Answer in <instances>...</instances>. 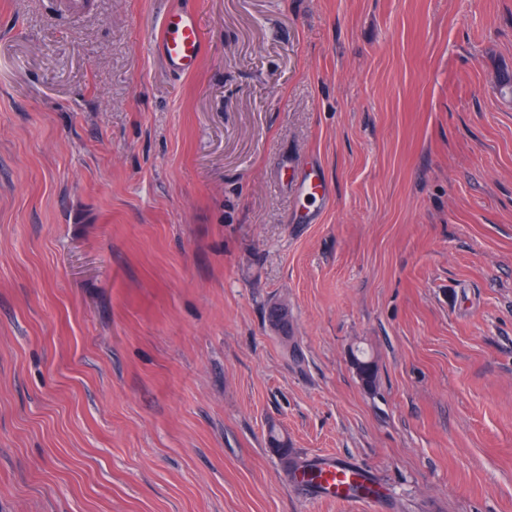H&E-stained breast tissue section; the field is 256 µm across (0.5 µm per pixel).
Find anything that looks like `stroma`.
Wrapping results in <instances>:
<instances>
[{"instance_id":"1","label":"stroma","mask_w":512,"mask_h":512,"mask_svg":"<svg viewBox=\"0 0 512 512\" xmlns=\"http://www.w3.org/2000/svg\"><path fill=\"white\" fill-rule=\"evenodd\" d=\"M176 2L0 0V512H512V0ZM154 53L175 75L193 72L206 54L207 43L192 0H182L164 17L151 40ZM352 366L362 386L368 391H374L378 384V369L372 357L357 350V353H352ZM268 441L271 448L276 449L277 452H280L282 456L288 461L289 464V472L293 477L297 475H301L305 480L306 484L310 486H314L313 481L318 477L316 471L321 468L311 464L304 460H299L298 458L291 456V448H289L288 437H285L281 432H279L276 428L272 427L268 432ZM322 493L329 498L346 501L352 494L348 486L354 481L368 482V473L343 460H331L323 465Z\"/></svg>"}]
</instances>
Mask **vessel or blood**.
Listing matches in <instances>:
<instances>
[{"mask_svg":"<svg viewBox=\"0 0 512 512\" xmlns=\"http://www.w3.org/2000/svg\"><path fill=\"white\" fill-rule=\"evenodd\" d=\"M151 47L167 69L176 75L193 72L206 54L207 43L193 0H180L164 17ZM366 471L336 459L323 466L322 492L326 497L345 501L352 482L367 479Z\"/></svg>","mask_w":512,"mask_h":512,"instance_id":"obj_1","label":"vessel or blood"}]
</instances>
